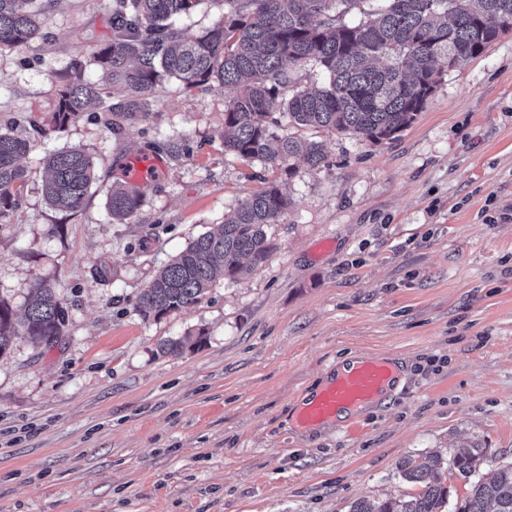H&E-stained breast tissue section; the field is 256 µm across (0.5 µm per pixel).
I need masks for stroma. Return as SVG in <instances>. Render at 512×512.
Segmentation results:
<instances>
[{"mask_svg":"<svg viewBox=\"0 0 512 512\" xmlns=\"http://www.w3.org/2000/svg\"><path fill=\"white\" fill-rule=\"evenodd\" d=\"M115 0H51L44 37L0 51V129L34 148L0 218V299L22 314L54 285L53 347L18 335L0 355V512H349L422 487L406 458L485 448L512 462V32L444 73L394 139L304 129L326 164L292 174L225 153L222 88L167 82L136 119L52 116L58 78L112 36ZM97 163L84 208L50 205L40 159ZM162 162L134 221L115 224L130 158ZM278 181L292 206L268 258L162 316L136 306L157 271L225 212ZM196 345L163 353L166 341ZM389 357L407 391L353 434L292 417L344 358Z\"/></svg>","mask_w":512,"mask_h":512,"instance_id":"stroma-1","label":"stroma"}]
</instances>
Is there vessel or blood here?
Returning <instances> with one entry per match:
<instances>
[{"instance_id": "1", "label": "vessel or blood", "mask_w": 512, "mask_h": 512, "mask_svg": "<svg viewBox=\"0 0 512 512\" xmlns=\"http://www.w3.org/2000/svg\"><path fill=\"white\" fill-rule=\"evenodd\" d=\"M161 166L157 160H130L129 183L141 187L154 180ZM397 367L379 356L357 358L346 369L336 371L327 385L310 396L298 415L304 429L334 426L353 432L356 411L384 403L397 384Z\"/></svg>"}]
</instances>
